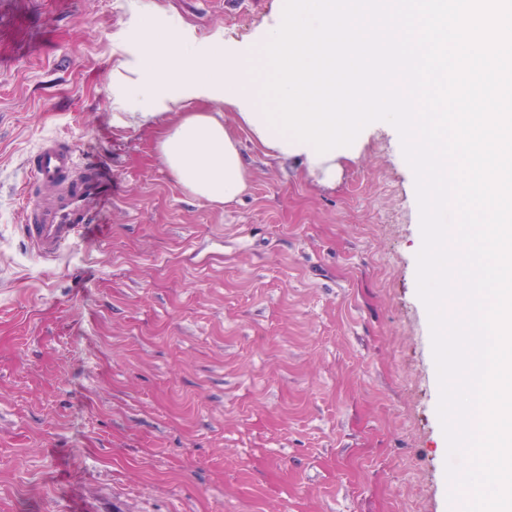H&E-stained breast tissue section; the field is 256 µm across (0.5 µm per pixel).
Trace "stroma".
I'll return each mask as SVG.
<instances>
[{
    "label": "stroma",
    "instance_id": "35a3bbf8",
    "mask_svg": "<svg viewBox=\"0 0 512 512\" xmlns=\"http://www.w3.org/2000/svg\"><path fill=\"white\" fill-rule=\"evenodd\" d=\"M205 42L282 0H143ZM131 0H0V512H461L425 305L415 175L370 130L325 187L234 127L250 184L214 206L113 125ZM64 139L112 180L104 239L30 248L21 187Z\"/></svg>",
    "mask_w": 512,
    "mask_h": 512
}]
</instances>
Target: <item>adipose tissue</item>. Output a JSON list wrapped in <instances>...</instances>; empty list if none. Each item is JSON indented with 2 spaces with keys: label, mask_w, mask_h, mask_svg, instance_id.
<instances>
[{
  "label": "adipose tissue",
  "mask_w": 512,
  "mask_h": 512,
  "mask_svg": "<svg viewBox=\"0 0 512 512\" xmlns=\"http://www.w3.org/2000/svg\"><path fill=\"white\" fill-rule=\"evenodd\" d=\"M138 17L142 49L135 62H118L112 70V123L140 127L169 115L156 154L189 195L222 205L248 188L238 141L224 124L227 108L266 154L300 159L310 175L334 179L335 159L316 158L313 146L281 136L262 112V45L269 35L238 47L217 35L201 45L176 22L156 24L146 10Z\"/></svg>",
  "instance_id": "1"
}]
</instances>
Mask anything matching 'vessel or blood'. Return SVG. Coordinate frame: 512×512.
I'll use <instances>...</instances> for the list:
<instances>
[{
  "label": "vessel or blood",
  "mask_w": 512,
  "mask_h": 512,
  "mask_svg": "<svg viewBox=\"0 0 512 512\" xmlns=\"http://www.w3.org/2000/svg\"><path fill=\"white\" fill-rule=\"evenodd\" d=\"M34 162L40 180L51 189L45 197L21 193V221L35 252L52 260L77 237H104L101 213L110 201L105 175L80 163L61 139L45 141Z\"/></svg>",
  "instance_id": "1"
}]
</instances>
